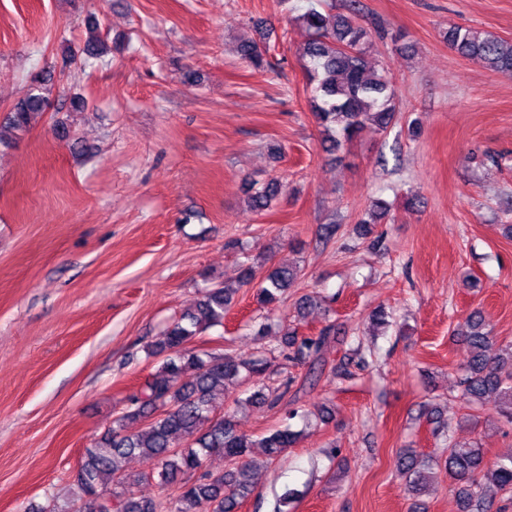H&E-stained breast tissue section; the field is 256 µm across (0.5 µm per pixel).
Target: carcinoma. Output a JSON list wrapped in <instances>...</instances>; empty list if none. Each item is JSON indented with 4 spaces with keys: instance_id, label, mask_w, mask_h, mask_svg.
<instances>
[{
    "instance_id": "obj_1",
    "label": "carcinoma",
    "mask_w": 512,
    "mask_h": 512,
    "mask_svg": "<svg viewBox=\"0 0 512 512\" xmlns=\"http://www.w3.org/2000/svg\"><path fill=\"white\" fill-rule=\"evenodd\" d=\"M301 19L310 33L302 55L312 64L308 80L323 143L333 150L341 140L367 129L387 131L396 115L394 90L385 70L372 66L368 59L367 29L354 15L321 12L314 7ZM87 27L89 37L80 55L69 56L67 64H84L104 56L106 42L98 33L94 17H88ZM445 38L448 46L464 58L479 57L494 71H512L511 40L459 28L448 29ZM238 53L255 69L265 66L264 50L256 42L240 44ZM45 91L41 83L30 86L5 114V123L18 131L26 130L32 118L46 110ZM283 189L277 180L255 189L249 196L250 207L256 212L268 209ZM389 211L386 201L376 200L367 217L359 221L363 234H370L371 225L380 223ZM260 269L258 263L246 261L239 266L234 282L203 289L195 307L184 311L163 336L147 345L148 355L160 358L161 365L140 391L128 396L112 429L85 449L74 475L79 493L96 500L109 484L111 497L119 502V512H196L203 503L210 505L211 512H237L254 491L247 461L252 450L262 449L265 461L272 463L296 445L298 434L288 426L256 438L238 432L231 415L213 416L214 392L235 387L247 377L256 379V390L249 401L268 400L270 393L260 378L270 367V360L237 359L191 347L197 336L224 325V316L241 287L259 281L255 300L259 307L268 309L300 276L299 269L289 264L273 266L264 273ZM332 334L329 327L301 337L289 331L280 355L289 361L308 360L315 365ZM465 339L472 356L462 369L460 399L474 410L492 400L497 414L512 424V344L488 356L494 336L478 312L470 316ZM426 417L437 424L434 433L444 439L448 453L440 461L415 448L401 449L398 467L408 493L424 494L432 470L442 465L448 471V481L454 484L460 512H491L498 495L512 493V451L487 461L477 443L455 439L454 431L440 421L437 410H428ZM145 418L148 423L142 429L128 431L130 423ZM214 453L224 455L231 468L222 474L201 471L207 457ZM132 455L157 460L159 481L181 485L177 498L168 502L136 496L132 485L138 479L125 474L122 465Z\"/></svg>"
}]
</instances>
